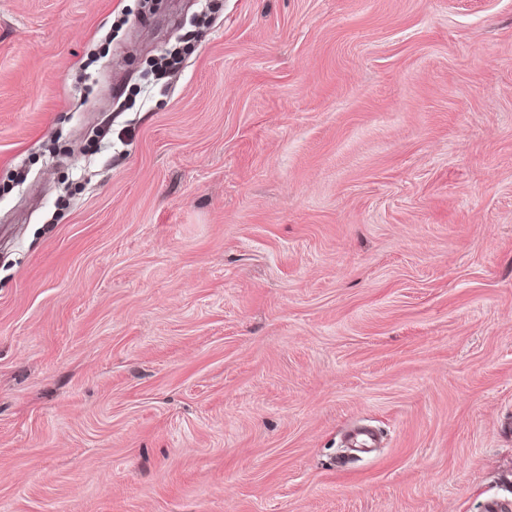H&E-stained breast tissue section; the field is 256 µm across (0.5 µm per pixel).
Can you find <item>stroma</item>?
<instances>
[{
	"mask_svg": "<svg viewBox=\"0 0 512 512\" xmlns=\"http://www.w3.org/2000/svg\"><path fill=\"white\" fill-rule=\"evenodd\" d=\"M494 499L512 0H0V512Z\"/></svg>",
	"mask_w": 512,
	"mask_h": 512,
	"instance_id": "35a3bbf8",
	"label": "stroma"
}]
</instances>
